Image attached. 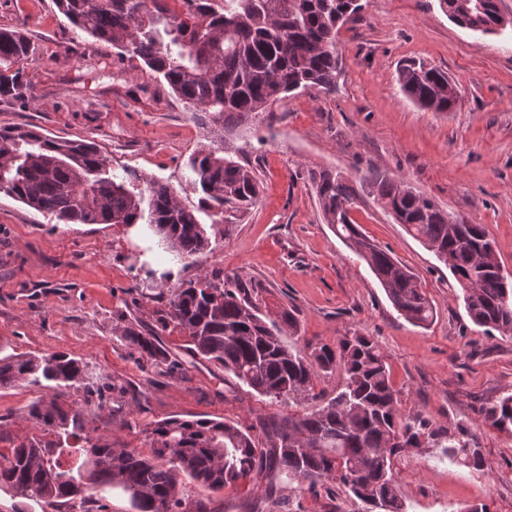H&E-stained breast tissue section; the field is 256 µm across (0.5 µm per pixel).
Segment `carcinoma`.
Returning a JSON list of instances; mask_svg holds the SVG:
<instances>
[{"label":"carcinoma","instance_id":"1","mask_svg":"<svg viewBox=\"0 0 512 512\" xmlns=\"http://www.w3.org/2000/svg\"><path fill=\"white\" fill-rule=\"evenodd\" d=\"M170 2L55 0V5L75 28L112 45L123 58L141 60L198 120L229 132L287 96L333 91L336 34L359 9L355 0H224L222 6L216 0H181L179 9ZM440 3L463 24L484 26L500 18L497 0ZM32 52L20 31L0 28V96L24 98L21 65ZM399 83L423 109L450 112L456 104L448 75L421 61L402 66ZM226 152L224 140H213L188 163L189 184L201 193V206L214 224L223 223L227 211L253 205L260 194L254 173ZM310 180L327 223L366 261L397 312L416 326L431 323L434 307L413 272L352 223L350 208L358 193L349 179L322 170L311 173ZM359 185L385 211L401 215L409 235L445 255L443 263L464 291L471 320L511 338L512 281L500 274L498 259L481 261V250L492 245L483 225L467 224L463 235L454 232L458 219L380 172L369 171ZM0 193L69 224L144 219L159 244L181 261L209 247L196 214L167 184L113 173L90 140L50 138L31 126L0 127ZM171 323L188 334L192 357L224 366L272 400L296 402L309 394L319 373L338 367L344 370V384L315 410L260 423L264 448L232 423L171 417L150 428L152 453L144 456L102 442L86 430L84 411L58 403L72 389L101 394L85 382L81 361L60 352L9 355L0 358V387L25 381L52 390L55 399L29 406L28 415L41 425L43 436L14 446L8 457L0 454V488L22 501L71 508L93 502V489L139 490L141 497H129L135 512H208L202 499L192 511L183 508L178 497L182 478L216 491L249 476L263 479L277 468L311 489L332 482L373 508L403 512L393 460L407 449L420 448L428 439L450 460L483 467L476 437L465 426L433 429L427 419L400 412L386 357L367 336H344L303 356L284 338L297 335L296 316L285 311L281 321H266L235 280L200 279L180 288L163 318V324ZM123 339L153 365L168 360L153 330L127 326ZM480 413L491 426L512 434V392L482 406ZM71 438L81 441L79 455L65 467L61 448Z\"/></svg>","mask_w":512,"mask_h":512}]
</instances>
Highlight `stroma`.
<instances>
[{
    "instance_id": "1",
    "label": "stroma",
    "mask_w": 512,
    "mask_h": 512,
    "mask_svg": "<svg viewBox=\"0 0 512 512\" xmlns=\"http://www.w3.org/2000/svg\"><path fill=\"white\" fill-rule=\"evenodd\" d=\"M362 2L336 37L334 92L284 98L226 134L230 156L249 163L260 196L248 212L216 224L187 182L188 160L214 140L212 128L141 61L118 60L111 45L75 29L53 0H0V27L22 31L37 48L23 65L25 100L0 98V126L94 141L114 173L168 183L197 210L210 240L186 265L156 249L145 225L66 224L0 193V356L60 351L85 363L105 389L92 423L102 440L146 454L147 428L177 416L234 422L262 445L261 422L314 409L344 373L320 375L311 397L288 404L191 358L187 334L161 325L171 294L205 275L238 277L264 315L295 312L300 330L287 339L295 351L310 354L354 331L369 336L387 358L402 414L475 434L478 471L429 446L395 460L406 512H464L481 503L512 512V434L480 412L512 391V338L475 325L448 267L361 194L353 222L412 269L434 305L429 325L406 321L326 223L309 179L325 169L354 182L380 171L484 225L512 272V27L486 35L462 29L439 0ZM411 59L448 73L458 95L453 111L422 109L401 92L398 70ZM129 324L158 330L169 364L140 360L122 337ZM51 397L24 382L0 388V453L41 436L27 410ZM182 496L206 500L210 512L367 510L335 484L312 490L274 472L217 492L187 479Z\"/></svg>"
}]
</instances>
